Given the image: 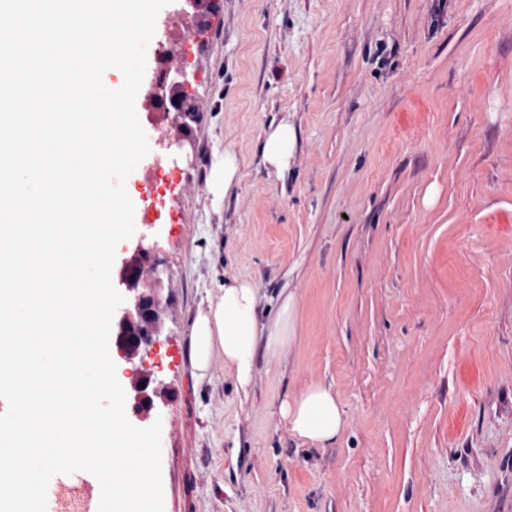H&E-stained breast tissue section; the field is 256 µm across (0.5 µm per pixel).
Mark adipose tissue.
Here are the masks:
<instances>
[{"mask_svg": "<svg viewBox=\"0 0 512 512\" xmlns=\"http://www.w3.org/2000/svg\"><path fill=\"white\" fill-rule=\"evenodd\" d=\"M293 150V130L287 123H280L266 132L260 145L261 161L276 171H286ZM259 304L258 291L251 281L226 282L193 322L189 357L194 368L206 372L215 357H223L238 387H250L258 349L274 356L292 338L291 299L282 300L277 318L265 324L259 321ZM280 413L291 434L319 448L334 444L346 426L335 393L321 384L283 403Z\"/></svg>", "mask_w": 512, "mask_h": 512, "instance_id": "obj_1", "label": "adipose tissue"}]
</instances>
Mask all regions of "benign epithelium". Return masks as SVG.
<instances>
[{
    "instance_id": "benign-epithelium-1",
    "label": "benign epithelium",
    "mask_w": 512,
    "mask_h": 512,
    "mask_svg": "<svg viewBox=\"0 0 512 512\" xmlns=\"http://www.w3.org/2000/svg\"><path fill=\"white\" fill-rule=\"evenodd\" d=\"M190 78L185 67L167 70L146 93L150 102H167L176 109L173 119L185 138L190 136V121L194 118L188 94ZM158 266L153 248L139 239L118 270L119 282L127 292V304L112 324L116 354L128 363H138L128 371L129 387L134 411L146 414L155 409V400L169 395L161 380L141 369L145 356L157 345L165 329L166 310Z\"/></svg>"
}]
</instances>
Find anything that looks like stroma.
<instances>
[{"mask_svg":"<svg viewBox=\"0 0 512 512\" xmlns=\"http://www.w3.org/2000/svg\"><path fill=\"white\" fill-rule=\"evenodd\" d=\"M186 56L201 106L190 141L137 96L155 164L174 170L157 224L165 332L147 365L172 394L164 512H512V0H218ZM296 145L261 163L270 125ZM227 195L209 187L225 151ZM251 280L259 319L292 297L294 338L259 352L248 391L223 358L198 375L193 320ZM312 384L345 412L335 445L289 433L282 402ZM96 479L52 477L47 512ZM293 150V130L288 123L282 122L277 126H271L265 133L260 145L261 161L267 167L284 172L288 169ZM239 162L236 155L231 151H225L224 163L213 168L211 173L210 185L212 189L220 193L224 191L226 195L231 187L238 181Z\"/></svg>","mask_w":512,"mask_h":512,"instance_id":"1","label":"stroma"}]
</instances>
